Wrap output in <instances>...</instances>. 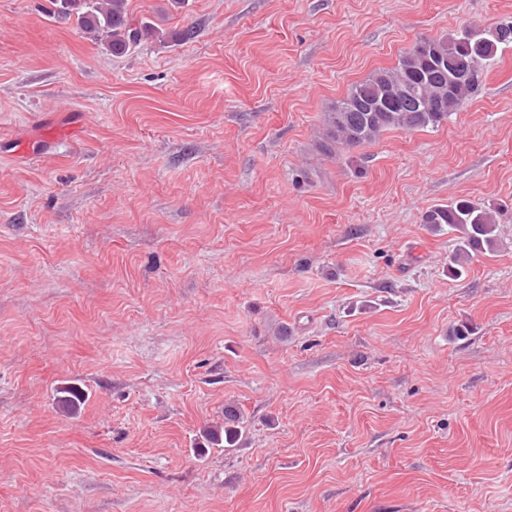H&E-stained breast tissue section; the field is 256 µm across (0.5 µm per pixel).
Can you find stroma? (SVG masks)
Listing matches in <instances>:
<instances>
[{
	"instance_id": "35a3bbf8",
	"label": "stroma",
	"mask_w": 512,
	"mask_h": 512,
	"mask_svg": "<svg viewBox=\"0 0 512 512\" xmlns=\"http://www.w3.org/2000/svg\"><path fill=\"white\" fill-rule=\"evenodd\" d=\"M48 8L0 0V512H512V46L439 126L316 148L512 0H128L121 56ZM455 199L502 210L458 277ZM244 418L234 406L224 408V426L209 428L204 432L205 440L214 447H234L243 434Z\"/></svg>"
}]
</instances>
